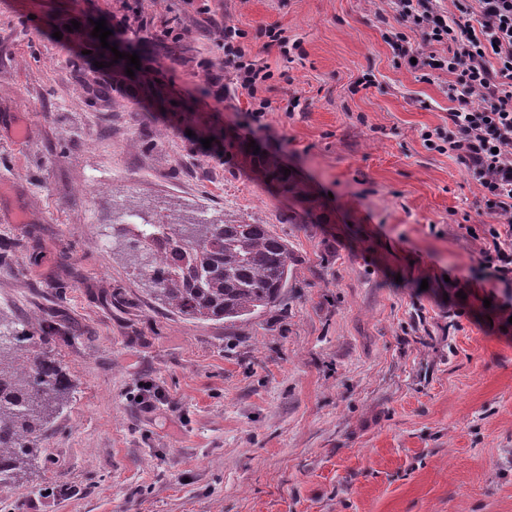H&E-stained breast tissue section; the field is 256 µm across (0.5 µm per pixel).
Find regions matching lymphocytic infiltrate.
<instances>
[{
	"mask_svg": "<svg viewBox=\"0 0 512 512\" xmlns=\"http://www.w3.org/2000/svg\"><path fill=\"white\" fill-rule=\"evenodd\" d=\"M391 14L376 12L378 23L395 16L400 30L385 38L399 62L419 80L434 72L449 76L448 122L420 137L427 149L446 153L464 165L482 192L489 216L481 235L482 261L495 282L512 288V0H389ZM419 32L431 44L420 50ZM239 28L224 30V64L237 89L250 99L254 118L272 108L264 92L274 74L261 64Z\"/></svg>",
	"mask_w": 512,
	"mask_h": 512,
	"instance_id": "lymphocytic-infiltrate-1",
	"label": "lymphocytic infiltrate"
}]
</instances>
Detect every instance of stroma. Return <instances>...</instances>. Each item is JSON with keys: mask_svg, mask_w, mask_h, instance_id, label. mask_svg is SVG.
<instances>
[{"mask_svg": "<svg viewBox=\"0 0 512 512\" xmlns=\"http://www.w3.org/2000/svg\"><path fill=\"white\" fill-rule=\"evenodd\" d=\"M143 4L154 26L108 50L92 31L116 0H0V323L73 384L0 512H512V292L467 231L479 186L420 138L447 75L396 63L383 0ZM227 25L277 74L258 125L224 95ZM131 209L269 225L293 275L246 324L177 316L138 273Z\"/></svg>", "mask_w": 512, "mask_h": 512, "instance_id": "obj_1", "label": "stroma"}]
</instances>
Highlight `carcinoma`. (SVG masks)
<instances>
[{"label": "carcinoma", "mask_w": 512, "mask_h": 512, "mask_svg": "<svg viewBox=\"0 0 512 512\" xmlns=\"http://www.w3.org/2000/svg\"><path fill=\"white\" fill-rule=\"evenodd\" d=\"M132 232L144 260L149 293L170 312L190 320L245 322L274 305L292 276L288 243L268 225L203 219L156 224ZM171 248L177 262L160 257ZM71 390L68 375L25 330H0V482L33 460L40 438Z\"/></svg>", "instance_id": "carcinoma-1"}]
</instances>
